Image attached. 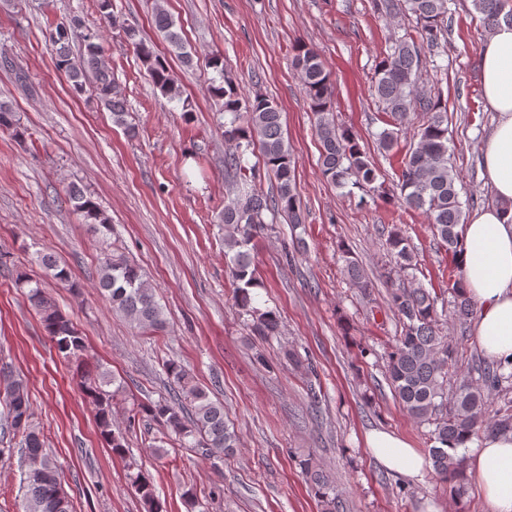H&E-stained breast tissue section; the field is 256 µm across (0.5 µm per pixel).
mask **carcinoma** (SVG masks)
I'll return each mask as SVG.
<instances>
[{
  "label": "carcinoma",
  "instance_id": "carcinoma-1",
  "mask_svg": "<svg viewBox=\"0 0 512 512\" xmlns=\"http://www.w3.org/2000/svg\"><path fill=\"white\" fill-rule=\"evenodd\" d=\"M483 24L491 29L505 22L512 25V0H472ZM379 12L388 17L409 14L415 17L421 42L413 37H400L389 45L378 62L372 83V95L390 114L393 124L378 134L384 152H391L405 134L403 121L408 113L419 110L425 121L414 133L417 143L400 162L398 185L403 203L422 212L432 225L434 235L457 255L463 211L456 189L460 175L451 161L448 146V107L441 96H425L419 90L421 46L430 50L440 47L448 33V0H376ZM155 25L184 65L193 64L181 34L163 5L154 10ZM45 41L54 49L56 69L63 72L72 93L85 92L88 83L99 102L112 114L115 124L130 136L136 125L128 120L125 102L112 81V73L101 58L97 43L99 33L74 16L45 29ZM80 38L85 52L72 56L71 44ZM126 40L133 47L153 83L170 100L182 103L185 112L192 111L183 99L179 84L170 74L166 60L137 38V31L126 29ZM208 67L217 73L209 91L221 101L224 112V139L234 143V151L224 157V165L235 171L239 181L229 192L224 204V258L234 284L238 304L251 317L250 331L255 336H274L278 332L275 312L251 306L250 289L258 286L253 257V241L272 228L265 213L284 214L290 223H302L297 199L295 167L284 142L281 112L277 104L257 95L252 99L241 95L238 86L224 72L222 58L213 56ZM292 66L316 116L315 130L319 141V164L323 176L338 188L353 186L377 193L380 170L373 158L361 149L356 136L336 124L330 104L332 88L329 74L320 56L311 48L295 49ZM0 130L21 138L19 119L13 108L0 102ZM259 149L263 166L276 180V192L269 195L261 189L260 170L249 165L245 155ZM69 204L84 223L102 241L111 231L110 217L92 196L70 186L66 191ZM387 245L393 255L398 275L407 284L391 289L389 305L398 318L400 332L393 340L386 362V379L403 412L416 424L428 428L431 446L428 456L440 483L448 486V495L456 500L467 494L466 455L461 445L484 434L512 432V371L498 362H484L471 369L460 364L458 342L446 333L441 323L438 304L447 300L444 294L429 290L417 282V260L413 246L398 229L388 234ZM344 272L350 287L365 292L372 287L362 266L349 252H342ZM45 276L69 287L68 271L49 255L39 256ZM16 285L27 289L26 295L41 315L44 328L63 358L79 359L86 351L84 338L45 291L42 279L26 275L16 278ZM97 285L112 311L127 319L138 330H163L166 314L156 300L155 289L140 267L121 255L104 250L99 258ZM452 318L460 331H465L475 305L463 291L462 281L448 288ZM167 378L181 390V398L191 406L184 415L180 403L159 402L144 411L162 420L169 435L189 448H199L211 458L234 454L240 437L224 419V404L211 399L209 393L194 383L189 372L177 361L165 363ZM115 383L111 373L96 368L95 374L81 375V388L94 407L100 435L112 453L122 456L127 448L124 437L115 431L112 400L115 393L106 387ZM502 393L503 404L493 407L492 393ZM0 406L5 409L6 430L21 437L26 512H71L72 505L62 488L59 467L44 448V441L31 422V404L26 384L17 378L0 376ZM299 467L320 499L323 512H344L331 475L313 457L299 459ZM131 484L147 506L148 512H162L149 479L138 472L130 476Z\"/></svg>",
  "mask_w": 512,
  "mask_h": 512
}]
</instances>
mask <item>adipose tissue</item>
I'll list each match as a JSON object with an SVG mask.
<instances>
[{
  "mask_svg": "<svg viewBox=\"0 0 512 512\" xmlns=\"http://www.w3.org/2000/svg\"><path fill=\"white\" fill-rule=\"evenodd\" d=\"M483 95L496 122L481 146L497 199L461 228L458 263L468 296L478 307L475 334L490 359L512 367V26L489 32L481 57ZM389 470L420 480L424 458L392 432L367 436ZM466 473L482 487L489 512H512V433L488 436L468 457Z\"/></svg>",
  "mask_w": 512,
  "mask_h": 512,
  "instance_id": "1",
  "label": "adipose tissue"
}]
</instances>
